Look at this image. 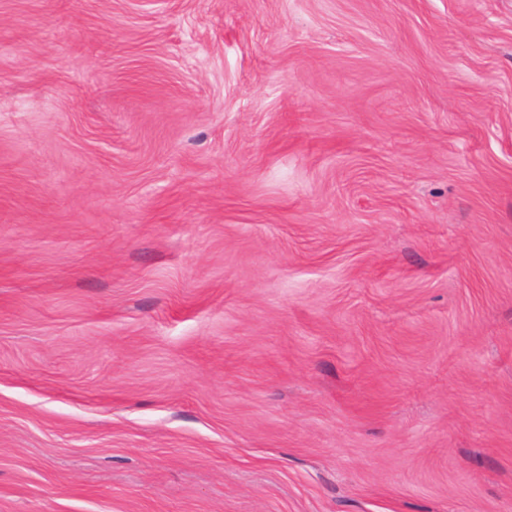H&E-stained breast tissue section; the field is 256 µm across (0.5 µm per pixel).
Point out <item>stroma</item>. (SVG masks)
Segmentation results:
<instances>
[{
    "label": "stroma",
    "mask_w": 512,
    "mask_h": 512,
    "mask_svg": "<svg viewBox=\"0 0 512 512\" xmlns=\"http://www.w3.org/2000/svg\"><path fill=\"white\" fill-rule=\"evenodd\" d=\"M0 512H512V0H0Z\"/></svg>",
    "instance_id": "obj_1"
}]
</instances>
